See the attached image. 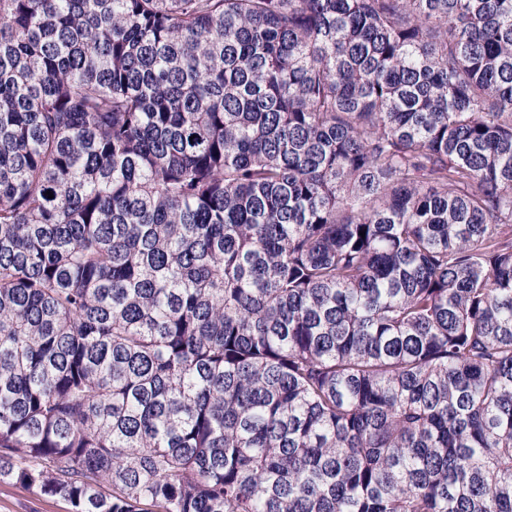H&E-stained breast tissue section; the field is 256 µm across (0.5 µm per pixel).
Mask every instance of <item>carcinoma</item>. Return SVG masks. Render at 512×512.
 <instances>
[{
	"label": "carcinoma",
	"mask_w": 512,
	"mask_h": 512,
	"mask_svg": "<svg viewBox=\"0 0 512 512\" xmlns=\"http://www.w3.org/2000/svg\"><path fill=\"white\" fill-rule=\"evenodd\" d=\"M0 478L512 512V0H0Z\"/></svg>",
	"instance_id": "cac0c4a2"
}]
</instances>
